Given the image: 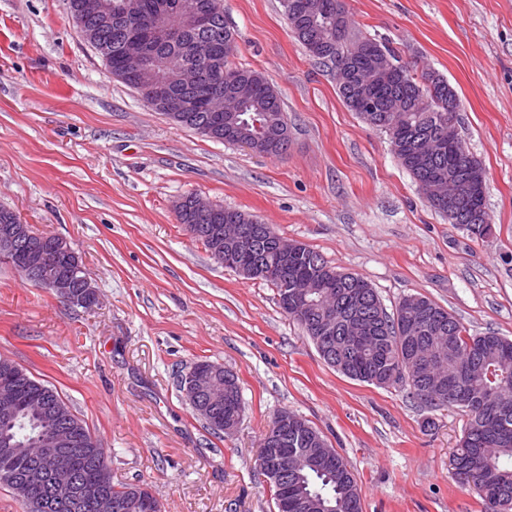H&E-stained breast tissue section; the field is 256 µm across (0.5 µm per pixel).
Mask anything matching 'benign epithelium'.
<instances>
[{"mask_svg": "<svg viewBox=\"0 0 512 512\" xmlns=\"http://www.w3.org/2000/svg\"><path fill=\"white\" fill-rule=\"evenodd\" d=\"M176 13L186 29L196 33L207 32L214 23L209 6L202 0H180L175 4L171 0H155L150 11H142L138 0H86L85 10L74 17L79 33L84 41L98 50L104 61H110V52L101 50L94 32L85 26V14L91 13L122 30L121 47L117 49L124 61V68L119 77L133 79L145 102L153 109L165 112L175 122H188L195 113L207 111L208 122L199 128L207 137L224 132V140L232 141L253 152H258L257 144L240 140L235 135L236 112L224 109V102H237L247 97V91L233 70L219 66L217 57L218 44L210 40H198L190 45L182 42L180 36L171 30L166 20L171 13ZM186 52L193 58L188 69H181L170 75L157 72L161 55L169 50ZM429 141L436 150L448 149L449 153L461 155L463 142L458 126L448 123V132L425 134L419 142ZM455 183L448 185L431 183L421 188L424 197L434 199L448 198L452 203L459 192L454 190ZM190 235L198 237L201 230H206L211 239L212 251L221 258L225 267L235 270L247 279L279 276L285 283L282 301L284 307L294 315L314 318L310 328L313 334L322 337L331 346L325 352L326 359L338 368H345V359L336 355L332 343L336 340V313L330 309H321L317 301L311 298L312 292L331 301L342 295L338 282L326 279L319 274L308 271L298 277L299 285L288 291V269L296 266L301 253L300 244L284 242L273 238V247L279 255L280 263L272 266L266 262L262 253L253 246L258 234L269 232L266 225L248 224H212L205 228L197 224L186 225ZM18 253L22 259L20 272L40 287L51 288L64 300L78 301L75 288L81 283H89L83 266L66 239H60L51 246H44L36 237L30 226L21 220L14 224L0 225V253L7 255ZM345 329L349 338L355 343H362L368 333L365 322L355 315L347 318ZM224 382V397L234 393L232 380L221 377L213 367L194 366L185 375L182 382L184 396L194 407V411L204 416L213 414V396L217 392L212 384ZM437 386L448 396L458 400L467 399L466 392L457 384L452 374L437 381ZM44 413L45 422L51 429V439L39 449V456L28 475L19 482L21 491L39 483L42 478L55 473L64 475L69 468V461L76 453L74 443L67 428L68 407L46 405L35 400ZM19 401L9 390L0 391V420L15 417ZM307 425L288 412L276 415L272 428L264 439V447L275 449L267 452L262 461V469L269 480L288 477V470L293 463L306 460L314 466L332 467L336 465V449L327 448L319 437L308 435L310 448L302 455L288 454L284 444L288 434L305 435ZM99 512H123L127 506L124 500L112 498V493L103 485L91 492Z\"/></svg>", "mask_w": 512, "mask_h": 512, "instance_id": "obj_1", "label": "benign epithelium"}]
</instances>
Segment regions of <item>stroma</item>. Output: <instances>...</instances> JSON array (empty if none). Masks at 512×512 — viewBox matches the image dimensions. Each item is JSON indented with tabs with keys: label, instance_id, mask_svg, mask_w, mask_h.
<instances>
[{
	"label": "stroma",
	"instance_id": "1",
	"mask_svg": "<svg viewBox=\"0 0 512 512\" xmlns=\"http://www.w3.org/2000/svg\"><path fill=\"white\" fill-rule=\"evenodd\" d=\"M344 5L357 31L455 89L489 237L429 206L387 135L296 41L282 0H224L235 65L279 91L280 158L151 109L108 74L67 0H0V205L68 239L98 293L66 303L0 262V357L55 389L106 449L113 483H147L163 512H274L258 456L283 410L351 463L362 512H482L453 474L465 412L327 366L273 285L216 263L176 220L189 194L250 213L366 279L387 311L420 294L471 332L512 337V0ZM201 360L238 378L234 434H212L177 386Z\"/></svg>",
	"mask_w": 512,
	"mask_h": 512
}]
</instances>
